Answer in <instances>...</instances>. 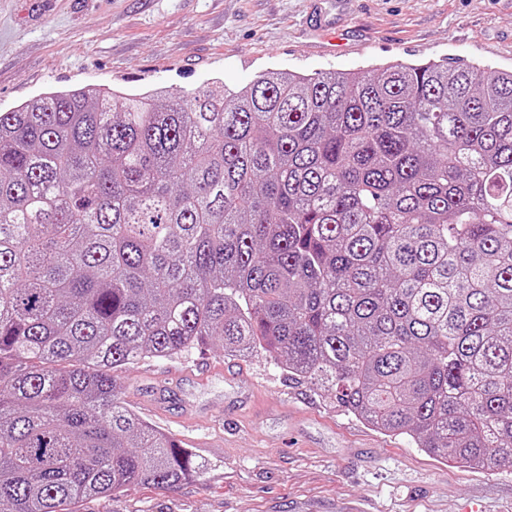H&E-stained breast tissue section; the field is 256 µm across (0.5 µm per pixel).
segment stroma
<instances>
[{
  "mask_svg": "<svg viewBox=\"0 0 512 512\" xmlns=\"http://www.w3.org/2000/svg\"><path fill=\"white\" fill-rule=\"evenodd\" d=\"M453 59L512 70V0H0V111L111 86L179 96L264 71ZM122 398L207 467L82 512H512V464L460 467L383 434L264 354L210 346L123 373Z\"/></svg>",
  "mask_w": 512,
  "mask_h": 512,
  "instance_id": "obj_1",
  "label": "stroma"
}]
</instances>
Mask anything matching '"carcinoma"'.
<instances>
[{"label": "carcinoma", "instance_id": "cac0c4a2", "mask_svg": "<svg viewBox=\"0 0 512 512\" xmlns=\"http://www.w3.org/2000/svg\"><path fill=\"white\" fill-rule=\"evenodd\" d=\"M0 112V512L206 462L119 374L263 352L378 430L512 460V70L386 63Z\"/></svg>", "mask_w": 512, "mask_h": 512}]
</instances>
